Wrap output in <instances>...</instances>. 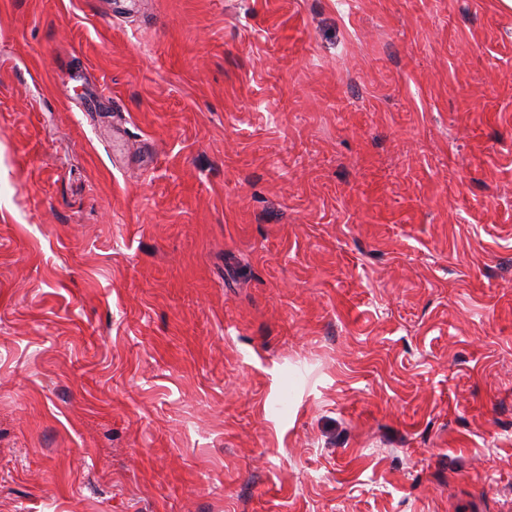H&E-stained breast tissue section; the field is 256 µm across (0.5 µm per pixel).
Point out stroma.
I'll return each instance as SVG.
<instances>
[{
    "label": "stroma",
    "instance_id": "obj_1",
    "mask_svg": "<svg viewBox=\"0 0 512 512\" xmlns=\"http://www.w3.org/2000/svg\"><path fill=\"white\" fill-rule=\"evenodd\" d=\"M0 512H512V11L0 0Z\"/></svg>",
    "mask_w": 512,
    "mask_h": 512
}]
</instances>
